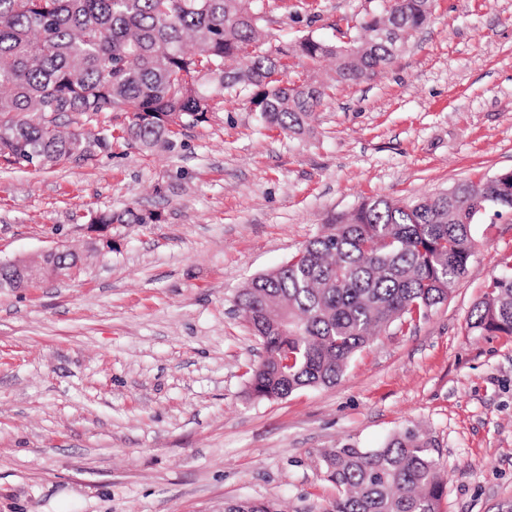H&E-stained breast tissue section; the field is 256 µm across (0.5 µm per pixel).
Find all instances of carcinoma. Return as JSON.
Here are the masks:
<instances>
[{
	"label": "carcinoma",
	"mask_w": 512,
	"mask_h": 512,
	"mask_svg": "<svg viewBox=\"0 0 512 512\" xmlns=\"http://www.w3.org/2000/svg\"><path fill=\"white\" fill-rule=\"evenodd\" d=\"M433 7L434 0H389L348 43L308 32L274 47L264 0H0V162L48 170L92 161L118 143L172 152L180 129L239 99L265 124L300 133L329 86L284 80L293 60H333L338 82L374 75L430 21ZM390 28L397 42L375 38ZM108 112L124 120H98ZM69 115L76 127L64 131L59 119ZM507 212L512 176L407 202L369 198L349 218L332 219L237 295L263 353L246 372L250 394L279 401L336 384L374 335L410 326L448 299L476 250L471 226ZM157 221L135 209L85 216L101 230ZM92 254L65 248L37 278L12 277L4 287L66 276ZM471 327L512 335V277L489 282ZM431 448L424 433L406 428L380 448L321 450L324 480L337 491L323 512H440L447 478ZM224 512L281 509L275 501L227 500Z\"/></svg>",
	"instance_id": "carcinoma-1"
}]
</instances>
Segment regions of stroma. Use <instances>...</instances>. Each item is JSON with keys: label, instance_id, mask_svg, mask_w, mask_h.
<instances>
[{"label": "stroma", "instance_id": "stroma-1", "mask_svg": "<svg viewBox=\"0 0 512 512\" xmlns=\"http://www.w3.org/2000/svg\"><path fill=\"white\" fill-rule=\"evenodd\" d=\"M272 44L342 42L386 0H265ZM172 152L114 145L83 164L0 163V257L89 245L80 277L0 288V512H224L228 500L321 512L318 453L378 448L417 426L448 474L441 512L512 500V336L470 328L492 277L512 274V214L472 225L479 248L447 301L391 326L336 385L249 396L259 342L234 312L370 197L409 201L512 170V0H436L393 63L336 84L309 130L265 128L245 101L181 130ZM84 218L86 224H100V230H104L109 224H153L158 221V216L154 213H144L135 209L123 212L88 211Z\"/></svg>", "mask_w": 512, "mask_h": 512}]
</instances>
